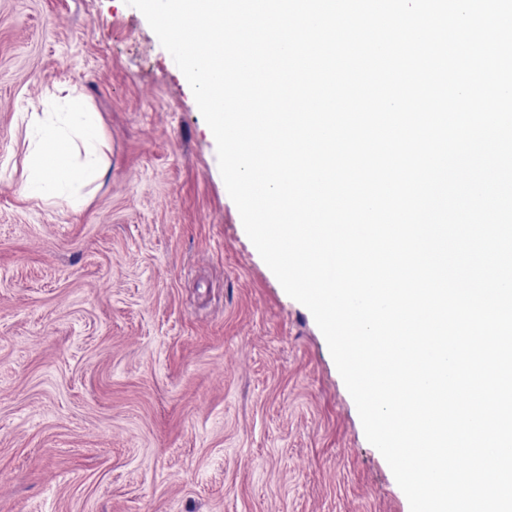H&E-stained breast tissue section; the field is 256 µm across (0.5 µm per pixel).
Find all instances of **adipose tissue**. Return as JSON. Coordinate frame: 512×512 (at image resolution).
<instances>
[{"label":"adipose tissue","mask_w":512,"mask_h":512,"mask_svg":"<svg viewBox=\"0 0 512 512\" xmlns=\"http://www.w3.org/2000/svg\"><path fill=\"white\" fill-rule=\"evenodd\" d=\"M29 138V172L18 186L19 195L46 204L63 201L73 210H81L88 201L83 186L106 169V142L95 113L67 97L47 99L42 112L35 115ZM63 151L75 156V172L65 178L56 171Z\"/></svg>","instance_id":"obj_1"}]
</instances>
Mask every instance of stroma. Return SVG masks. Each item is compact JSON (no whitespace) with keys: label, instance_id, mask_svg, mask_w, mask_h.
<instances>
[{"label":"stroma","instance_id":"obj_1","mask_svg":"<svg viewBox=\"0 0 512 512\" xmlns=\"http://www.w3.org/2000/svg\"><path fill=\"white\" fill-rule=\"evenodd\" d=\"M49 93L108 145L78 211L17 193ZM0 512H410L124 0H0Z\"/></svg>","mask_w":512,"mask_h":512}]
</instances>
